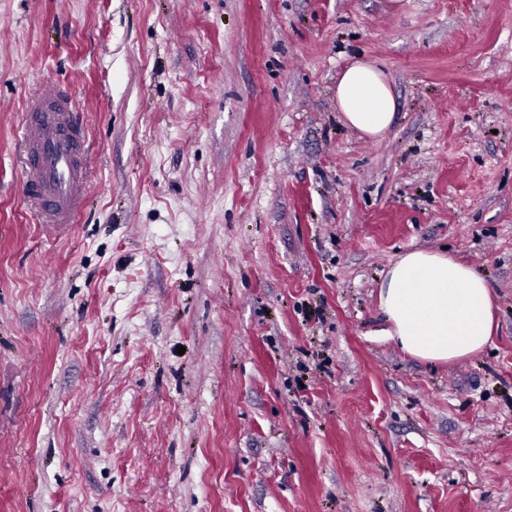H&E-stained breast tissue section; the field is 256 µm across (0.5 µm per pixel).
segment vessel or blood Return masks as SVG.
I'll use <instances>...</instances> for the list:
<instances>
[{"label": "vessel or blood", "mask_w": 512, "mask_h": 512, "mask_svg": "<svg viewBox=\"0 0 512 512\" xmlns=\"http://www.w3.org/2000/svg\"><path fill=\"white\" fill-rule=\"evenodd\" d=\"M19 140L30 171L22 193L37 223H73L82 207L88 170L77 150L73 99L56 82L41 83L29 100Z\"/></svg>", "instance_id": "vessel-or-blood-1"}]
</instances>
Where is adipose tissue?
<instances>
[{"instance_id":"1","label":"adipose tissue","mask_w":512,"mask_h":512,"mask_svg":"<svg viewBox=\"0 0 512 512\" xmlns=\"http://www.w3.org/2000/svg\"><path fill=\"white\" fill-rule=\"evenodd\" d=\"M336 101L345 124L377 138L392 125L397 102L383 72L355 62L339 77ZM388 338L426 362H448L482 351L495 322L485 277L473 266L432 250L400 257L379 286Z\"/></svg>"}]
</instances>
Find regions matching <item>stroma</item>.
I'll return each mask as SVG.
<instances>
[{
    "instance_id": "1",
    "label": "stroma",
    "mask_w": 512,
    "mask_h": 512,
    "mask_svg": "<svg viewBox=\"0 0 512 512\" xmlns=\"http://www.w3.org/2000/svg\"><path fill=\"white\" fill-rule=\"evenodd\" d=\"M46 79L92 171L54 230ZM417 249L484 273L483 351L383 336ZM0 512H512V0H0ZM336 101L345 124L377 138L392 125L397 102L383 72L374 64L355 62L339 77ZM74 102L54 81L40 84L20 127L23 163L30 176L22 193L38 224H72L88 185L77 150Z\"/></svg>"
}]
</instances>
